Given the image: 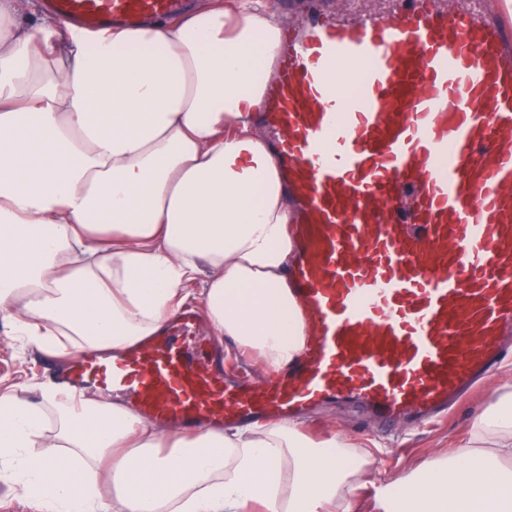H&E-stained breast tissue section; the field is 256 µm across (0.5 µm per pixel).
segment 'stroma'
<instances>
[{
	"label": "stroma",
	"mask_w": 512,
	"mask_h": 512,
	"mask_svg": "<svg viewBox=\"0 0 512 512\" xmlns=\"http://www.w3.org/2000/svg\"><path fill=\"white\" fill-rule=\"evenodd\" d=\"M48 361V355L35 346H22L10 337L7 327L0 323V390L22 387L28 398H36V387L45 380L44 366ZM510 377L512 359L507 360L479 392L463 398L448 417L437 424H400L384 430L362 416L353 405L334 402L307 413L304 425L308 433L315 436L333 429L341 431L357 446L369 449L373 484L358 492L350 512H375L376 484L425 466L457 448L465 439L472 418L491 404L495 387Z\"/></svg>",
	"instance_id": "stroma-1"
}]
</instances>
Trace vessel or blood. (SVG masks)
Wrapping results in <instances>:
<instances>
[{"label": "vessel or blood", "mask_w": 512, "mask_h": 512, "mask_svg": "<svg viewBox=\"0 0 512 512\" xmlns=\"http://www.w3.org/2000/svg\"><path fill=\"white\" fill-rule=\"evenodd\" d=\"M315 0L261 109L294 205L291 292L307 343L285 374L230 388L177 313L147 343L55 373L193 431L277 422L327 400L383 427L440 415L490 376L512 331V22L497 0ZM97 33L180 0H41ZM359 70L349 88L341 67Z\"/></svg>", "instance_id": "b4317fda"}]
</instances>
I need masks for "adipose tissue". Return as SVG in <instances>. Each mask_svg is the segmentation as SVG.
Segmentation results:
<instances>
[{"label":"adipose tissue","instance_id":"obj_1","mask_svg":"<svg viewBox=\"0 0 512 512\" xmlns=\"http://www.w3.org/2000/svg\"><path fill=\"white\" fill-rule=\"evenodd\" d=\"M268 0L173 19L18 20L0 0V321L64 358L159 333L198 291L229 350L286 370L305 328L291 205L259 105L284 40ZM367 451L301 422L187 433L124 404L0 392V468L39 512H350ZM379 512H512V385Z\"/></svg>","mask_w":512,"mask_h":512}]
</instances>
